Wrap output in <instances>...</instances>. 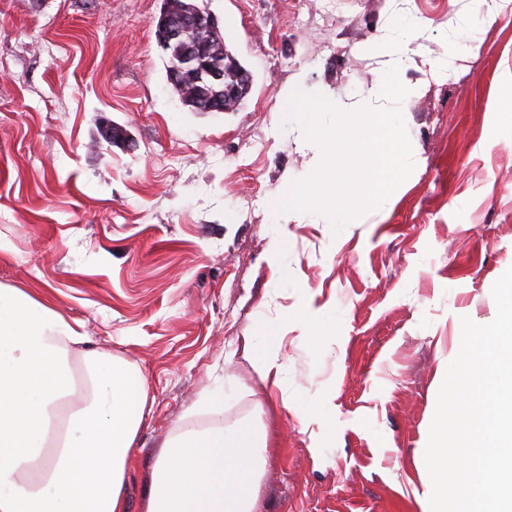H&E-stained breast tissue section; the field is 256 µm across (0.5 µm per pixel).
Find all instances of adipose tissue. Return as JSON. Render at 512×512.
I'll list each match as a JSON object with an SVG mask.
<instances>
[{
    "label": "adipose tissue",
    "mask_w": 512,
    "mask_h": 512,
    "mask_svg": "<svg viewBox=\"0 0 512 512\" xmlns=\"http://www.w3.org/2000/svg\"><path fill=\"white\" fill-rule=\"evenodd\" d=\"M283 340L277 328L243 338L274 387ZM89 342L47 301L0 285V512H126L147 381ZM265 448L247 419L180 429L157 456L144 512H261Z\"/></svg>",
    "instance_id": "1"
}]
</instances>
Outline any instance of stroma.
Masks as SVG:
<instances>
[{"label": "stroma", "instance_id": "1", "mask_svg": "<svg viewBox=\"0 0 512 512\" xmlns=\"http://www.w3.org/2000/svg\"><path fill=\"white\" fill-rule=\"evenodd\" d=\"M254 82L237 112H192L156 43L161 0H0V284L80 325L148 385L127 512L184 426L248 416L267 433L262 512H418L420 455L461 320L496 316L512 266V13L476 0H205ZM417 45L464 68L409 69L401 104L420 163L380 207L332 234L270 204L318 148L285 93L360 99L395 16ZM132 148L101 142L99 119ZM288 235L282 263L270 243ZM283 327L281 385H264L242 337ZM224 391V412L202 403ZM308 413L301 422L300 413Z\"/></svg>", "mask_w": 512, "mask_h": 512}]
</instances>
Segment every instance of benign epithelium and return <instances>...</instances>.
<instances>
[{"label":"benign epithelium","instance_id":"1","mask_svg":"<svg viewBox=\"0 0 512 512\" xmlns=\"http://www.w3.org/2000/svg\"><path fill=\"white\" fill-rule=\"evenodd\" d=\"M153 23L160 49L179 51L170 81L184 88L183 103L199 112L236 111L253 76L226 49L218 18L196 0H180L174 8L163 5Z\"/></svg>","mask_w":512,"mask_h":512}]
</instances>
